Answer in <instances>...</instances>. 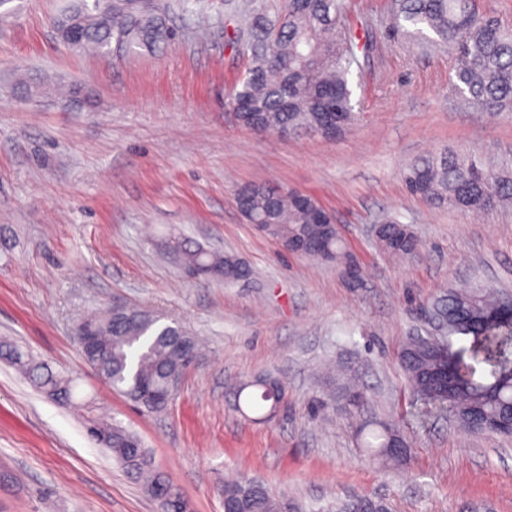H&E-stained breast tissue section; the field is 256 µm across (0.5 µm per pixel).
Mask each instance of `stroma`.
Returning <instances> with one entry per match:
<instances>
[{
    "label": "stroma",
    "instance_id": "1",
    "mask_svg": "<svg viewBox=\"0 0 512 512\" xmlns=\"http://www.w3.org/2000/svg\"><path fill=\"white\" fill-rule=\"evenodd\" d=\"M175 33L153 53L72 49L54 22L71 0H9L0 13V339L77 381L52 401L0 361V512H156L143 486L91 441L88 414L136 432L190 512H224L231 480L334 512L371 497L390 512H512V437L463 430L413 396L399 353L448 289L512 295V204L435 208L403 181L443 150L512 164V112L462 104L450 47L394 29L393 0H348L356 118L335 140L260 135L226 103L245 72L244 21L272 0H157ZM79 86L86 103L70 101ZM312 196L336 217L361 275L285 251L248 224L240 187ZM394 217L419 241L382 253ZM237 256L250 280H192L171 240ZM115 305L177 321L203 347L161 414L138 411L84 361L73 328ZM275 378L274 414L235 410L239 382ZM364 390L349 410L345 386ZM323 401L320 416L309 409ZM410 450L379 462L362 421Z\"/></svg>",
    "mask_w": 512,
    "mask_h": 512
}]
</instances>
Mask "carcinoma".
<instances>
[{
    "label": "carcinoma",
    "instance_id": "cac0c4a2",
    "mask_svg": "<svg viewBox=\"0 0 512 512\" xmlns=\"http://www.w3.org/2000/svg\"><path fill=\"white\" fill-rule=\"evenodd\" d=\"M392 24L412 35L433 33L455 51L456 91L471 106L484 112L512 111V28L495 17L480 14L471 0H394ZM163 12L154 0H75L59 18L75 21L79 48L107 53L116 38L126 49L153 52L171 40L163 23ZM251 56L245 76L235 81L227 94L229 106L243 96L250 98L255 112L241 124L288 125L300 130L320 129L324 113L353 111L351 69L356 63L354 44L346 28V0H284L274 16L255 15L250 22ZM408 192L436 208L489 211L512 201V170L487 166L476 154L445 150L410 164L403 173ZM249 194L257 217L273 225L276 239L292 252L345 267L353 263L336 231L325 232L311 221L301 193L282 192L262 183L241 187L237 195ZM381 250L392 256L414 252L416 237L395 218L381 224ZM181 262L186 267H204L207 278L226 283L251 275L250 267L232 255H220L179 241ZM501 297L480 290L457 291L434 299L428 306L448 318L461 316L456 335L470 336L473 345L458 348L453 375L448 379V397L438 393L430 376L431 362L420 350L400 356L413 391L430 405L451 407L455 412L477 406L496 417L512 406V350L502 349L500 360L491 364L489 380L476 379L478 345L494 344L512 335V322L500 318ZM100 326L107 344L98 367L112 388L120 391L147 413L165 409L169 401L144 396V390L162 392L170 377L183 370L182 353L175 344L180 336L193 348L198 341L181 326L162 323V317L142 309L128 308L107 317H90ZM0 359L11 364L40 392L60 405L75 396V379L53 370L9 340H0ZM260 401L274 410L279 404L280 382L266 379L256 384ZM394 427L382 423L367 430L363 444L372 455L397 459L389 448ZM89 437L112 452L130 474L143 481L150 497L167 487L174 497L179 490L154 465L140 438L128 428L107 421L91 420ZM223 494L240 501L247 512H280L283 502L257 483L224 485Z\"/></svg>",
    "mask_w": 512,
    "mask_h": 512
}]
</instances>
